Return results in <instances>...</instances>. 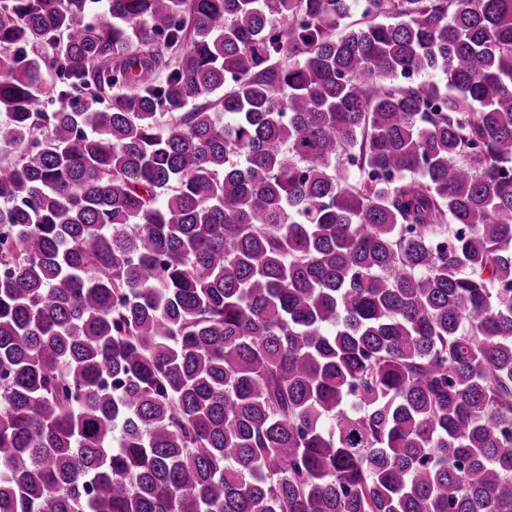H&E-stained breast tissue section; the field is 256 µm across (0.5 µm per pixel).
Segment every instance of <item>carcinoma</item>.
Listing matches in <instances>:
<instances>
[{
    "mask_svg": "<svg viewBox=\"0 0 512 512\" xmlns=\"http://www.w3.org/2000/svg\"><path fill=\"white\" fill-rule=\"evenodd\" d=\"M363 2L0 0V512H512V0Z\"/></svg>",
    "mask_w": 512,
    "mask_h": 512,
    "instance_id": "1",
    "label": "carcinoma"
}]
</instances>
